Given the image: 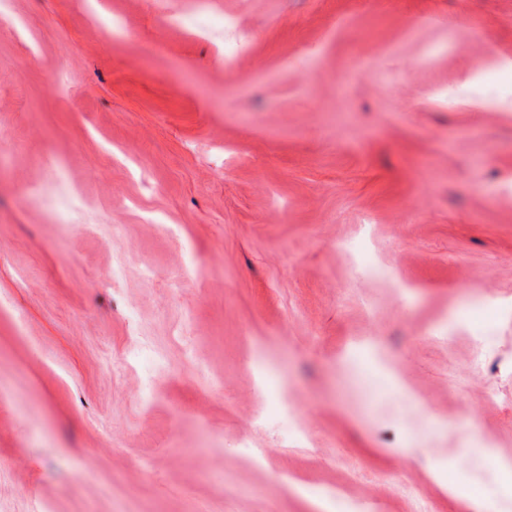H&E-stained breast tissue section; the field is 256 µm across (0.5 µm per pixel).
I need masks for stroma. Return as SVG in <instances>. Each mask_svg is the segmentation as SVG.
<instances>
[{
  "label": "stroma",
  "instance_id": "1",
  "mask_svg": "<svg viewBox=\"0 0 512 512\" xmlns=\"http://www.w3.org/2000/svg\"><path fill=\"white\" fill-rule=\"evenodd\" d=\"M497 54L512 0H0V512H512Z\"/></svg>",
  "mask_w": 512,
  "mask_h": 512
}]
</instances>
